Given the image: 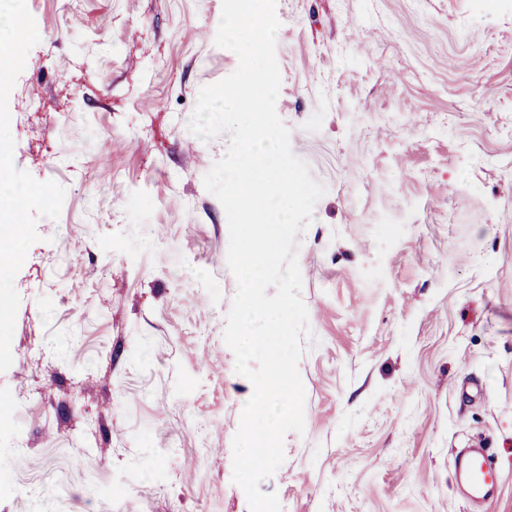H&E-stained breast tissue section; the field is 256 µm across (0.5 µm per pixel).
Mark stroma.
Wrapping results in <instances>:
<instances>
[{
    "label": "stroma",
    "instance_id": "obj_1",
    "mask_svg": "<svg viewBox=\"0 0 512 512\" xmlns=\"http://www.w3.org/2000/svg\"><path fill=\"white\" fill-rule=\"evenodd\" d=\"M222 0H23L47 38L7 86L0 512H250L232 443L252 383L188 128L233 73ZM276 111L326 192L297 261L305 432L262 481L284 512H474L488 448L512 512V0H278ZM458 482H463L471 501L490 502L501 483V474L484 455L459 456L455 460Z\"/></svg>",
    "mask_w": 512,
    "mask_h": 512
}]
</instances>
